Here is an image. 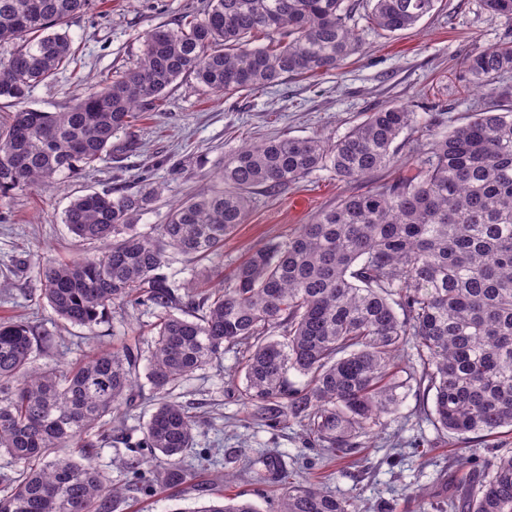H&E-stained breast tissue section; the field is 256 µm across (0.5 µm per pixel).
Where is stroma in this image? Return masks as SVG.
I'll return each mask as SVG.
<instances>
[{"label":"stroma","instance_id":"stroma-1","mask_svg":"<svg viewBox=\"0 0 512 512\" xmlns=\"http://www.w3.org/2000/svg\"><path fill=\"white\" fill-rule=\"evenodd\" d=\"M208 0H95L74 16L67 31L78 63L72 74L32 88L27 105L62 111L69 92L86 91L100 76L124 70L142 51L144 35L155 27H175L182 16L200 13ZM512 41V27L491 20L482 0H438L416 28L394 35L367 27L362 51L340 69L315 78L289 76L270 89L216 96L193 77L178 80L161 110L145 113L135 126L112 139V159L97 170L63 174L47 187L19 188L0 195V320H26L47 341L33 354L36 365L72 366L92 344L150 351L156 313L146 306L115 308L93 328L58 320L41 295L39 261L67 260L85 248L63 222L71 198L91 191L136 192L148 183L161 194L139 217V231L167 223L176 204L217 187L225 155L243 142L283 136L322 134L335 138L361 121L365 112L393 103L424 112L428 102L445 109L443 129L461 124L474 108L512 105V73L496 96L465 89L459 77L463 57ZM361 182H342L327 170L313 172L277 195L255 190L245 224L226 240L220 255L207 261L212 282L229 277L250 252L269 238L284 237L344 196L365 191ZM239 356L227 350L221 360L177 388L175 400L190 406L199 420L195 445L186 461L187 480L166 488L163 468L143 445L159 395L139 377L135 400L113 422L112 438L98 450L105 478L128 480V460H143L151 485L121 503L118 512H195L216 492L243 495L258 512H277L280 489L264 480L263 458H275L294 479H326L337 494L357 493L361 512H419L412 498L423 490L445 498L468 471L469 460L512 448V430L461 448L434 423L432 401L417 386L400 389L397 410L372 434L359 437V465L330 461L326 450L306 447L295 423L274 427L257 419L241 398ZM210 461H202V454Z\"/></svg>","mask_w":512,"mask_h":512}]
</instances>
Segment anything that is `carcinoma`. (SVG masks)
<instances>
[{"label":"carcinoma","instance_id":"1","mask_svg":"<svg viewBox=\"0 0 512 512\" xmlns=\"http://www.w3.org/2000/svg\"><path fill=\"white\" fill-rule=\"evenodd\" d=\"M93 0H0V98L15 106L0 124V193L46 186L63 173L112 157V137L153 109L178 79L192 76L216 94L269 88L285 76H317L361 52L355 0H209L177 28L143 38L136 63L72 97L62 112L25 105L31 89L77 63L68 20ZM436 0H369V24L385 33L414 28ZM489 17L512 26V0H484ZM463 81L496 93L512 72V42L472 52ZM438 119L400 104L364 114L332 141L320 135L248 142L224 157L223 186L178 203L151 233L135 221L159 195L91 192L71 199L64 223L100 249L71 262L45 259L41 294L55 315L91 328L114 306L154 308L147 375L164 394L145 427V445L167 464L165 480L189 472L197 421L166 397L224 355L241 356L246 404L277 425L294 422L310 444L337 460L355 438L383 425L397 390L414 381L432 393L434 422L461 444L512 428V110L470 112L444 134ZM409 131L420 164L410 175L343 198L279 241L254 250L214 292L178 297L161 273L173 250L192 263L224 248L245 223L256 189L285 190L325 169L367 182L398 163ZM42 337L26 322L0 321V451L15 475L0 489V512H115L125 492L147 488L130 460L127 485L109 483L95 431L132 401L139 354L93 349L66 369L35 368ZM422 366L400 360L406 347ZM303 378L296 383L290 374ZM285 486L279 512H359L357 496L297 482L266 462ZM465 475L436 512H512V451ZM194 512H256L221 496Z\"/></svg>","mask_w":512,"mask_h":512}]
</instances>
